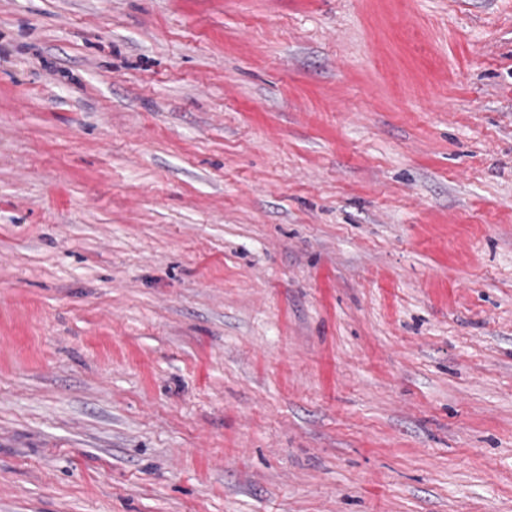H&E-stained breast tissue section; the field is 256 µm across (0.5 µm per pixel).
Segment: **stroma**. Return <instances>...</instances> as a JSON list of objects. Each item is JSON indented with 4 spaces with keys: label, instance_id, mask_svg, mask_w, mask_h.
Returning <instances> with one entry per match:
<instances>
[{
    "label": "stroma",
    "instance_id": "35a3bbf8",
    "mask_svg": "<svg viewBox=\"0 0 512 512\" xmlns=\"http://www.w3.org/2000/svg\"><path fill=\"white\" fill-rule=\"evenodd\" d=\"M0 512H512V0H0Z\"/></svg>",
    "mask_w": 512,
    "mask_h": 512
}]
</instances>
